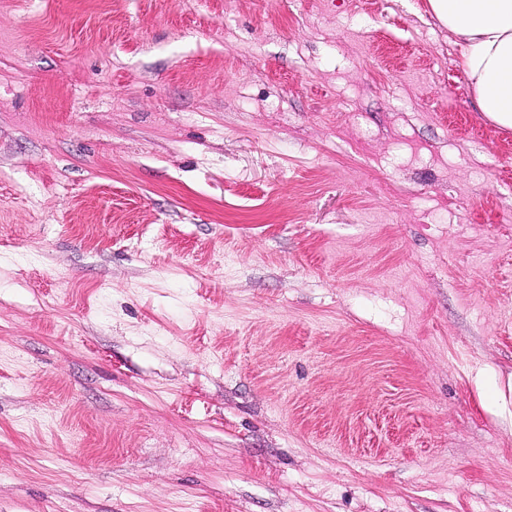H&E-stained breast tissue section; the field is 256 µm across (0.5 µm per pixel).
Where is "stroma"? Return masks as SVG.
Instances as JSON below:
<instances>
[{
    "label": "stroma",
    "instance_id": "35a3bbf8",
    "mask_svg": "<svg viewBox=\"0 0 512 512\" xmlns=\"http://www.w3.org/2000/svg\"><path fill=\"white\" fill-rule=\"evenodd\" d=\"M0 512H512V130L428 0H0Z\"/></svg>",
    "mask_w": 512,
    "mask_h": 512
}]
</instances>
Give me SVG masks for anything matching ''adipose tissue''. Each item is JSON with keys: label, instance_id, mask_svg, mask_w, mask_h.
I'll return each mask as SVG.
<instances>
[{"label": "adipose tissue", "instance_id": "ef3b65f1", "mask_svg": "<svg viewBox=\"0 0 512 512\" xmlns=\"http://www.w3.org/2000/svg\"><path fill=\"white\" fill-rule=\"evenodd\" d=\"M437 21L462 43V67L480 112L512 129V0H429Z\"/></svg>", "mask_w": 512, "mask_h": 512}]
</instances>
